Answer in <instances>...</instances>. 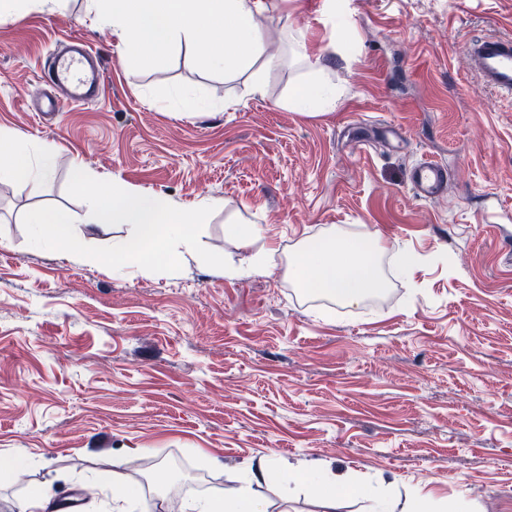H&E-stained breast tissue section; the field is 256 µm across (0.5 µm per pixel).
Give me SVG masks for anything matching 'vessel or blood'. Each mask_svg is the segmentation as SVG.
Masks as SVG:
<instances>
[{
	"label": "vessel or blood",
	"instance_id": "obj_1",
	"mask_svg": "<svg viewBox=\"0 0 512 512\" xmlns=\"http://www.w3.org/2000/svg\"><path fill=\"white\" fill-rule=\"evenodd\" d=\"M464 56L483 86L512 97V37L487 36L467 42ZM40 83L62 90V97H47L44 109L62 112L67 104L98 101L102 86V68L89 44L73 36L56 44L42 62ZM414 195L432 200L444 195L448 188V170L440 162L423 161L409 175Z\"/></svg>",
	"mask_w": 512,
	"mask_h": 512
}]
</instances>
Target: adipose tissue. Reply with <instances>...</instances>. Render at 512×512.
<instances>
[{
  "mask_svg": "<svg viewBox=\"0 0 512 512\" xmlns=\"http://www.w3.org/2000/svg\"><path fill=\"white\" fill-rule=\"evenodd\" d=\"M102 11L112 22L125 58L134 56L153 64L185 46L192 49L199 68L228 75L248 69L260 58L269 66L279 62L278 56L268 54L262 30L265 0H103ZM335 99V87L315 78L289 95L284 105L305 116H318ZM57 157L51 144L30 154L20 132L0 128L1 171L36 184L51 176ZM75 183L86 197L83 220H74L67 210L45 206L32 211L29 221L52 251L77 260L86 259L83 243L90 234L115 224L126 226L127 234L112 242L116 274L131 268L148 277L165 272L181 251L194 249L199 217L220 206L218 200L205 198L194 210H179L163 195L134 191L120 181L100 180L82 169L76 171ZM379 252L371 233L361 234L350 245L335 236H314L294 255L288 272L302 278L310 294L355 307L384 286ZM300 480L294 471L268 460L252 470L233 494L191 498L185 512H269L254 486L276 484L290 490Z\"/></svg>",
  "mask_w": 512,
  "mask_h": 512,
  "instance_id": "ef3b65f1",
  "label": "adipose tissue"
}]
</instances>
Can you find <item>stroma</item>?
<instances>
[{
    "instance_id": "1",
    "label": "stroma",
    "mask_w": 512,
    "mask_h": 512,
    "mask_svg": "<svg viewBox=\"0 0 512 512\" xmlns=\"http://www.w3.org/2000/svg\"><path fill=\"white\" fill-rule=\"evenodd\" d=\"M276 67L199 69L189 49L148 65L121 61L93 0L27 6L0 24V127L56 146L35 187L0 173V512L33 491L76 493L108 512L99 476L133 480L148 461L187 468L144 487V512L233 493L267 459L474 512H512V102L466 69L464 42L512 36V0H267ZM348 33L343 53L330 48ZM67 36L103 69L97 103L38 116L36 70ZM311 69L340 97L303 116L282 100ZM204 109L174 110L175 91ZM238 101L237 110L224 108ZM448 168L440 199H417L411 168ZM81 164L201 219L195 252L152 277L39 246L28 214L45 203L86 212ZM259 225L279 252L267 274L225 278L251 254L226 222ZM375 232L387 290L345 309L287 272L306 238ZM414 256L400 270L398 259ZM253 491L270 512H364L366 497L299 487Z\"/></svg>"
}]
</instances>
